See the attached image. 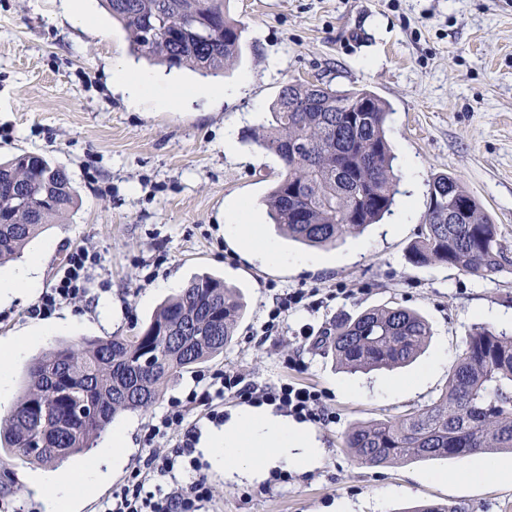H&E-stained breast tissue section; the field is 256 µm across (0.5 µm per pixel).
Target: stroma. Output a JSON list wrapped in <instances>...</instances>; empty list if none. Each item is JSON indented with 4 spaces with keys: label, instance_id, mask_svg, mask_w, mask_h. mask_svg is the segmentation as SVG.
Here are the masks:
<instances>
[{
    "label": "stroma",
    "instance_id": "1",
    "mask_svg": "<svg viewBox=\"0 0 512 512\" xmlns=\"http://www.w3.org/2000/svg\"><path fill=\"white\" fill-rule=\"evenodd\" d=\"M0 0V157L28 151L63 166L78 192L74 211L25 248L45 252L40 288L59 277L70 250L98 257L84 297L54 317L32 321V301L0 300V340L35 325L25 358L11 367L20 395L29 358L58 342L126 333L147 322L179 286L215 273L236 285L246 306L223 353L183 373L144 413H126L130 453L124 467L81 503L101 512L150 453L196 441L221 427L245 401L233 394L188 405L185 427L147 444L148 428L170 403L185 399L197 375L234 374L268 391L283 383L321 395L311 422L325 450L311 471L269 468L248 480L207 469L210 512H401L415 502H451L466 512H512V481L456 476L467 460H412L359 466L342 446L354 422L380 420L427 404L448 374L473 324L512 331V273L476 279L440 264L412 265L411 244L426 210L428 182L454 176L512 245V0H230L244 25L240 61L223 76L173 71L185 87L240 86L227 98L201 96L159 111L127 109L112 88L119 63L148 68L129 51L125 31L98 0H86L98 28L83 30L62 15L60 0ZM336 90L366 88L388 102V138L400 193L390 216L324 251L278 236L266 223L265 196L281 170L254 143L290 82ZM232 129L236 149L224 151ZM265 226L286 260L267 264L224 236L231 206ZM309 258L306 266L296 265ZM313 292V306L282 314L266 333L279 295ZM109 305L102 323L97 309ZM421 313L433 336L409 366L350 374L313 346L339 314L384 305ZM0 450V512H42L24 482L37 471Z\"/></svg>",
    "mask_w": 512,
    "mask_h": 512
}]
</instances>
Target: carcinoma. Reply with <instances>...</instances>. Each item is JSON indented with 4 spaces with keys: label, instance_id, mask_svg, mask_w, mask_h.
<instances>
[{
    "label": "carcinoma",
    "instance_id": "carcinoma-1",
    "mask_svg": "<svg viewBox=\"0 0 512 512\" xmlns=\"http://www.w3.org/2000/svg\"><path fill=\"white\" fill-rule=\"evenodd\" d=\"M102 2L128 33L133 53L150 61L218 75L240 58L243 27L230 15V0ZM387 116V103L366 89L296 83L280 92L258 143L281 162L266 200L267 216L281 234L332 248L391 212L398 189ZM44 192L50 196L45 206L39 203ZM458 199L469 201L468 215L451 224L448 211ZM76 202L66 170L44 155L0 160V264L20 256ZM409 259L477 279L512 265L499 226L447 174L429 182L428 207ZM243 312L237 291L206 274L164 301L135 332L47 349L30 364L17 401L0 413V447L49 467L90 451L119 416L149 409L183 372L224 352ZM430 336L420 313L385 305L334 318L317 345L339 368L370 372L410 364ZM81 403L94 408L93 418L76 415ZM45 407L55 428L32 454L29 441ZM342 447L365 466L512 452V334L474 327L439 395L403 414L350 425Z\"/></svg>",
    "mask_w": 512,
    "mask_h": 512
}]
</instances>
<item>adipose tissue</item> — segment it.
<instances>
[{
	"label": "adipose tissue",
	"mask_w": 512,
	"mask_h": 512,
	"mask_svg": "<svg viewBox=\"0 0 512 512\" xmlns=\"http://www.w3.org/2000/svg\"><path fill=\"white\" fill-rule=\"evenodd\" d=\"M113 84L121 92L128 109L140 110L147 102L165 109L191 96L190 88L165 86L157 73L142 69L119 67L112 72ZM238 240L262 262L277 261L281 253L265 234L263 225L246 223L239 215H231L226 226ZM203 450L214 469L232 470L240 476L255 478L269 466L306 471L316 468L324 450L315 434L303 425L275 413L270 407L247 406L236 410L224 426L211 429L203 442ZM128 453L127 430L112 429L109 447L73 472L51 476L33 473L26 481L30 490L40 497L44 512H72L76 499L92 494L106 478L102 462L121 467Z\"/></svg>",
	"instance_id": "obj_1"
}]
</instances>
